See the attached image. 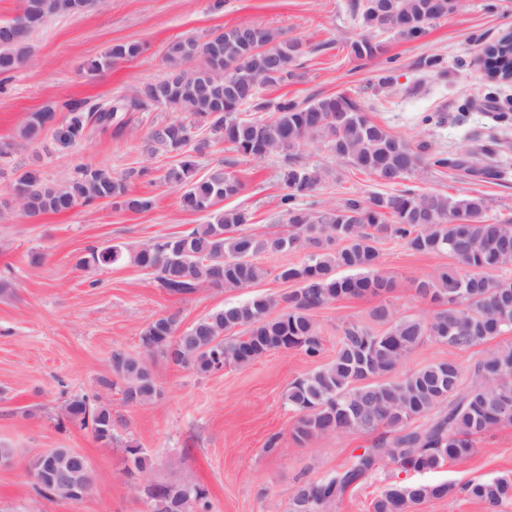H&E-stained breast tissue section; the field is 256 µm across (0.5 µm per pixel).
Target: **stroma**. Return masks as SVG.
I'll return each mask as SVG.
<instances>
[{"mask_svg":"<svg viewBox=\"0 0 512 512\" xmlns=\"http://www.w3.org/2000/svg\"><path fill=\"white\" fill-rule=\"evenodd\" d=\"M351 0H100L98 6L48 19L32 33L31 52L18 69L0 75V446L12 449L9 465L0 466V512H148L144 490L154 483H192L206 489L209 512H288L294 489L327 476L351 456L370 447L379 432L351 431L301 445L292 437L297 419L284 394L290 381L334 357L344 328L370 325L374 307L385 304L396 316L428 314L435 306L414 288L439 268L456 266L448 253L428 256L408 251L401 241L377 242L383 269L394 286L379 296L332 301L312 314L322 339L319 356L301 350H275L245 367L225 366L199 375L178 368L163 356L151 357L159 397L129 405L119 389L104 392L121 424L111 445L96 441L91 430L60 423L64 401L98 390L110 376L113 351H142L140 333L153 318L178 314L182 326L256 294L291 291L276 279L278 268L305 260L302 251L260 255L269 274L239 290L206 288L186 297L158 288L152 275L130 265L99 270L77 268L85 248L100 243L131 247L181 234L203 223L204 216L183 209L180 193L163 175L180 157L148 155V132L173 119L165 108L127 113L122 130L90 131L79 143L63 147L44 133L25 148L15 145L31 113L55 109L56 123L67 99L102 103L128 97L166 74L164 54L179 37L206 40L214 31L242 21L278 29L308 45L296 75L287 83L263 88V99L287 97L303 102L345 92L356 97L368 118L411 145L427 142L435 150L473 151L486 175L425 165L403 180L419 192L480 195L488 215L512 220V82H489L479 63L482 47L512 28V0H464L461 10L428 25L409 38L382 34L383 52L357 59L352 41L367 30L350 12ZM137 42L142 53L92 75L85 64L101 58L114 44ZM442 59L445 74L426 64ZM498 143L492 156L481 152L488 135ZM303 163L335 170L334 179L314 192L315 204L369 198L389 192L374 176L342 165L320 142L306 144ZM197 175L229 161L245 184L226 207L252 214L251 233L285 231L280 207L284 193L278 156L243 158L215 142L195 155ZM102 167L113 178L132 168H149L150 177L130 183L135 194L152 196L154 207L134 213L98 201L59 214L28 218L15 204L12 186L24 171L61 183L80 166ZM512 334L465 349L426 341L407 355L396 373L403 376L454 356L469 366ZM275 450H268V443ZM143 448L144 470H133L126 445ZM476 453L423 473L393 467L377 471L364 484L331 505L328 512H371L378 491L394 482H449L451 498L422 506L421 512H486L462 490L471 480L512 478V424L477 436ZM51 448H69L92 464L93 484L80 500L45 498L30 472L36 456Z\"/></svg>","mask_w":512,"mask_h":512,"instance_id":"1","label":"stroma"}]
</instances>
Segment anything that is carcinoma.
Wrapping results in <instances>:
<instances>
[{
  "mask_svg": "<svg viewBox=\"0 0 512 512\" xmlns=\"http://www.w3.org/2000/svg\"><path fill=\"white\" fill-rule=\"evenodd\" d=\"M95 0H23L24 24L0 23V74L22 66L31 50V33L55 15L79 12ZM352 15L380 33L420 36L427 25L462 8V0H354ZM381 50L369 37L351 43L358 59ZM138 43L113 45L90 63L99 72L140 55ZM307 46L298 38L249 22L215 32L205 41H171L164 61L167 76L132 96L95 108L66 101L67 120L55 129L58 144L82 140L90 129H121L120 113L165 107L185 114L147 135V149L177 152L183 160L168 168L164 181L181 192L184 209L205 214L206 221L184 234L131 248L94 245L76 266L100 269L132 265L154 275L157 286L173 296L205 288L237 290L265 279L268 271L257 257L263 253L307 251L306 260L280 267L276 279L295 289L276 296L257 294L228 305L181 328L179 315H159L143 328L142 348L159 353L173 365L199 375L221 363L247 366L272 350L300 349L310 357L322 350L311 313L344 297L380 295L392 280L382 270L376 243L383 238L403 242L418 255L446 252L458 266L415 283L418 297L439 306L429 316L396 317L386 305L371 317L383 326L376 333L351 324L343 330L332 360L288 384L285 400L298 413L293 438L305 443L333 433L385 429L371 447L351 455L334 473L302 484L292 493L288 512H300L313 491L324 507L341 501L347 491L389 465L401 472H430L476 452L474 437L512 423V345L501 346L463 367L448 357L403 377H393L399 363L427 340L467 348L512 333V221L491 219L481 196L438 192L375 194L363 200L305 207L299 199L312 195L329 172L301 161V148L322 141L348 167L369 173L386 184H398L423 165L462 169L472 176L482 170L471 153L446 156L428 143L412 146L372 122L363 106L346 92L305 102L283 98L271 105L259 96L262 86H276L294 76ZM483 67L493 83L512 76V36L504 33L483 46ZM275 109L267 119L242 118L247 107ZM54 110L34 112L20 130L24 142L37 139ZM207 126L209 137L195 139L191 130ZM214 140L224 141L243 157L256 160L277 154L283 163L286 193L280 198L288 232L258 237L246 231L252 216L245 209L217 204L244 190L230 165L219 163L195 178L193 154L204 153ZM147 175L144 168L115 179L102 168L82 166L63 184L44 181L26 171L15 181L22 210L29 217L63 213L75 205L107 199L114 206L145 212L154 201L133 194L128 183ZM243 329L237 333V329ZM112 379L98 385L119 388L127 404H145L157 395L150 365L142 355L112 352ZM63 416L91 429L95 439L112 444L116 422L112 404L99 394L65 402ZM467 495L489 509L512 498V479L471 481ZM449 483H392L371 502L372 512H414L415 507L453 495ZM151 512H208L205 489L178 490L173 502L163 490L148 491Z\"/></svg>",
  "mask_w": 512,
  "mask_h": 512,
  "instance_id": "obj_1",
  "label": "carcinoma"
}]
</instances>
